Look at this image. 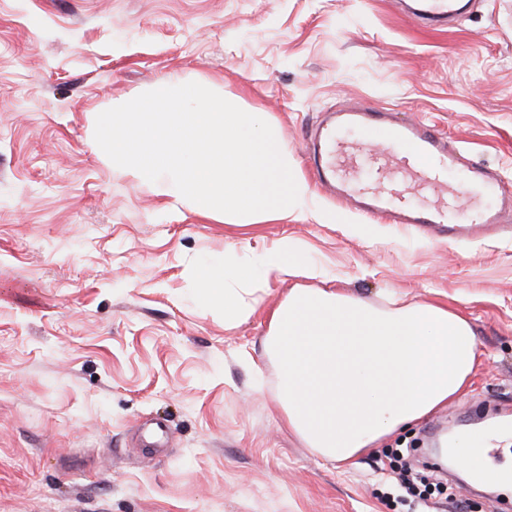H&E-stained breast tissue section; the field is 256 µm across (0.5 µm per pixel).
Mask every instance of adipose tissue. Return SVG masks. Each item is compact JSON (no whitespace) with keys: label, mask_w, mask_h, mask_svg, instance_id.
Wrapping results in <instances>:
<instances>
[{"label":"adipose tissue","mask_w":512,"mask_h":512,"mask_svg":"<svg viewBox=\"0 0 512 512\" xmlns=\"http://www.w3.org/2000/svg\"><path fill=\"white\" fill-rule=\"evenodd\" d=\"M304 246L286 241L250 262L234 253L199 266L201 296L248 320L259 298L248 284L276 276L322 277ZM277 370L289 430L323 460L351 465L366 448L454 400L479 361L473 326L433 301L376 305L338 290L293 288L271 313L263 339Z\"/></svg>","instance_id":"1"}]
</instances>
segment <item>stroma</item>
Returning <instances> with one entry per match:
<instances>
[{
    "mask_svg": "<svg viewBox=\"0 0 512 512\" xmlns=\"http://www.w3.org/2000/svg\"><path fill=\"white\" fill-rule=\"evenodd\" d=\"M205 82L277 125L295 174L323 112L429 121L512 182V0L426 31L393 0H0V512H512V486L389 505L388 448L512 425V237L448 242L311 189L285 221L227 224L156 194L96 146L113 101ZM303 243L319 279L269 278L240 324L196 268ZM292 288L466 315V390L332 466L289 431L263 350Z\"/></svg>",
    "mask_w": 512,
    "mask_h": 512,
    "instance_id": "1",
    "label": "stroma"
}]
</instances>
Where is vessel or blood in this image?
I'll use <instances>...</instances> for the list:
<instances>
[{
  "instance_id": "vessel-or-blood-1",
  "label": "vessel or blood",
  "mask_w": 512,
  "mask_h": 512,
  "mask_svg": "<svg viewBox=\"0 0 512 512\" xmlns=\"http://www.w3.org/2000/svg\"><path fill=\"white\" fill-rule=\"evenodd\" d=\"M408 15L427 28L450 27L465 0H412ZM304 151L318 185L337 203L367 219L404 224L448 240L512 235V185L499 169L471 162L435 125L400 119L393 108L367 101L328 111L308 132ZM433 197L414 206L395 187L392 173ZM457 180H450V173ZM496 190L495 206L484 204Z\"/></svg>"
}]
</instances>
